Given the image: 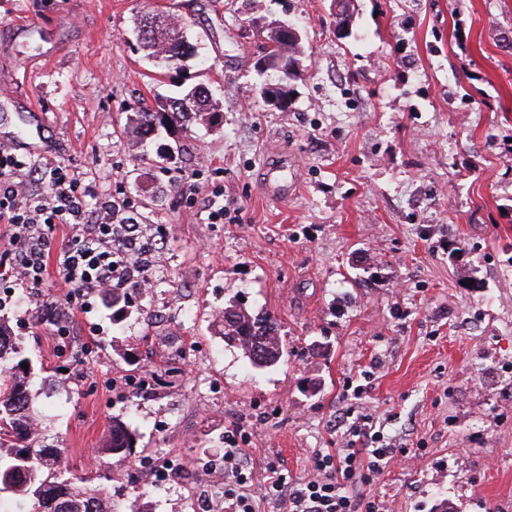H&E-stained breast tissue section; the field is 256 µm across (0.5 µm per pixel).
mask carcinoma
I'll return each instance as SVG.
<instances>
[{"label": "carcinoma", "instance_id": "obj_1", "mask_svg": "<svg viewBox=\"0 0 512 512\" xmlns=\"http://www.w3.org/2000/svg\"><path fill=\"white\" fill-rule=\"evenodd\" d=\"M279 20L263 23L264 38L256 60H265L261 72L267 94L292 100L288 81L293 73L281 70L282 55L288 62H301L302 40L284 39ZM137 40L143 56L161 71L179 70L184 58L196 53L186 27L171 16L155 14L140 21ZM221 116L219 103L209 88L198 83L176 96H154V105L132 109L123 129L132 145L147 144L159 129L177 138L189 139L197 124L212 125ZM182 154L157 147L154 165L168 170L181 162ZM217 319L224 342L239 348L257 369L276 367L288 356V343L276 323L244 303L230 301ZM27 361L19 343L13 341L7 322L0 320V500L13 498L28 505V512H117L112 490L86 487L83 477H66L61 469L63 449L43 445L42 422L35 403L40 395L33 388L30 371H18ZM137 434L126 422L115 419L105 442L113 464L123 466L131 456Z\"/></svg>", "mask_w": 512, "mask_h": 512}]
</instances>
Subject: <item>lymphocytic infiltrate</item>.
Masks as SVG:
<instances>
[{
  "mask_svg": "<svg viewBox=\"0 0 512 512\" xmlns=\"http://www.w3.org/2000/svg\"><path fill=\"white\" fill-rule=\"evenodd\" d=\"M48 191H41V184ZM92 189L65 163L16 155L0 146V307L17 289L43 301L48 280L63 284L68 319L55 323L61 342L70 337V316L86 308L90 294H104L130 281L137 266L138 226L129 203L103 199L88 205ZM336 452H316L313 478L291 484L279 463L267 466L263 488L253 486L247 466L250 434L235 425L224 432V512H257V500L276 512H384L379 500L354 497L358 475H376L396 455L372 416L357 417Z\"/></svg>",
  "mask_w": 512,
  "mask_h": 512,
  "instance_id": "lymphocytic-infiltrate-1",
  "label": "lymphocytic infiltrate"
}]
</instances>
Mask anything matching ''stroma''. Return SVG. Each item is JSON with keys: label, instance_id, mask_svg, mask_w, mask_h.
<instances>
[{"label": "stroma", "instance_id": "obj_1", "mask_svg": "<svg viewBox=\"0 0 512 512\" xmlns=\"http://www.w3.org/2000/svg\"><path fill=\"white\" fill-rule=\"evenodd\" d=\"M160 11L200 44L159 82L134 26ZM259 17L302 30L288 112L257 93ZM48 45L17 87L55 158L96 197L129 199L164 244L123 317L96 294L74 321L92 354L60 349L24 290L0 309L34 383L54 382L37 408L65 469L125 508L196 512L197 489L224 481L231 424L251 434L255 481L279 460L301 482L369 414L410 458L357 494L389 512H512V0H351L343 31L334 0H0V83ZM201 81L221 125L195 126L178 167L154 169L121 135L127 112ZM280 156L298 188L274 200L262 177ZM217 186L233 221L207 219ZM235 297L277 322L282 364L226 345L216 315ZM116 419L138 434L137 464L174 477L113 466Z\"/></svg>", "mask_w": 512, "mask_h": 512}]
</instances>
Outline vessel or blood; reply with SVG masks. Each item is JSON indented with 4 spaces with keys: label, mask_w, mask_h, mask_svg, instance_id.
Returning a JSON list of instances; mask_svg holds the SVG:
<instances>
[{
    "label": "vessel or blood",
    "mask_w": 512,
    "mask_h": 512,
    "mask_svg": "<svg viewBox=\"0 0 512 512\" xmlns=\"http://www.w3.org/2000/svg\"><path fill=\"white\" fill-rule=\"evenodd\" d=\"M0 123L4 131L0 132V143L13 150L46 156L54 152L52 140L44 134L45 115L41 108L26 94L16 90L0 92ZM287 167L286 161L271 163L266 169L265 191L274 199L288 195V184L279 177Z\"/></svg>",
    "instance_id": "b4317fda"
}]
</instances>
